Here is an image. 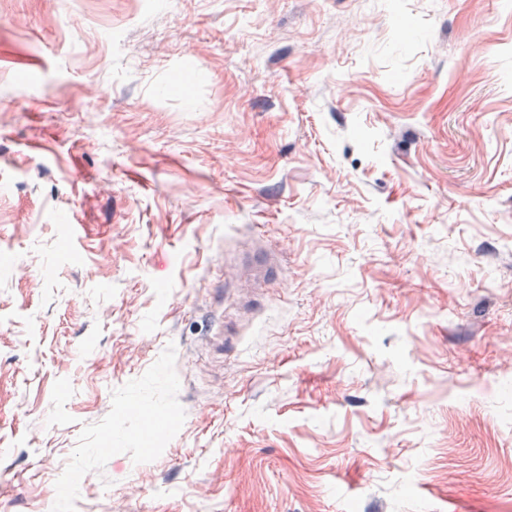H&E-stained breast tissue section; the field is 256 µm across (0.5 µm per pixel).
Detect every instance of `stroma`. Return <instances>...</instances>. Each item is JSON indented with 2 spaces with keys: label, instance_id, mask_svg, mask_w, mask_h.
Listing matches in <instances>:
<instances>
[{
  "label": "stroma",
  "instance_id": "35a3bbf8",
  "mask_svg": "<svg viewBox=\"0 0 512 512\" xmlns=\"http://www.w3.org/2000/svg\"><path fill=\"white\" fill-rule=\"evenodd\" d=\"M0 484L512 512V7L0 0Z\"/></svg>",
  "mask_w": 512,
  "mask_h": 512
}]
</instances>
